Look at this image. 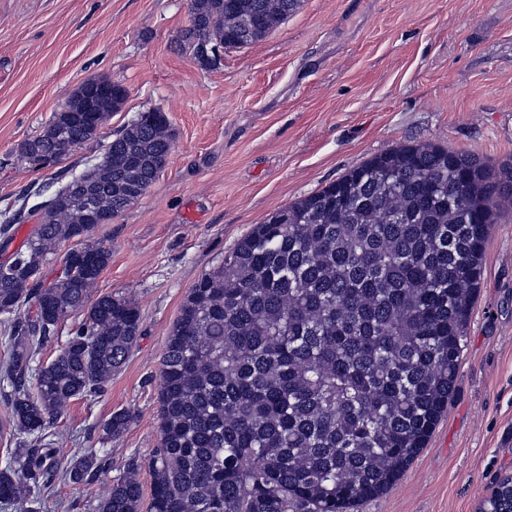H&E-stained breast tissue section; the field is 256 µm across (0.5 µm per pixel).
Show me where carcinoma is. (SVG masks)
Instances as JSON below:
<instances>
[{"mask_svg": "<svg viewBox=\"0 0 512 512\" xmlns=\"http://www.w3.org/2000/svg\"><path fill=\"white\" fill-rule=\"evenodd\" d=\"M300 0H191L178 40L241 48L263 39ZM92 112L55 113L21 146L32 166L56 164L67 140H93L124 88ZM172 132L152 109L111 140L82 176L89 207L62 186L28 211L39 223L0 270V322L9 328L3 380L17 442L0 469V503L37 512L58 470L48 430L68 403L112 380L140 333L138 305L92 293L112 252L93 240L142 195L166 161ZM512 203V164L498 168L434 144L395 146L254 225L184 299L162 363L160 442L147 460L149 512H353L391 488L448 408L491 224ZM61 276L43 267L60 247ZM83 315L50 362L26 373L61 321ZM130 415L111 414L105 438ZM91 451L68 470L90 482ZM132 460L96 512H139ZM481 512H512V476Z\"/></svg>", "mask_w": 512, "mask_h": 512, "instance_id": "cac0c4a2", "label": "carcinoma"}]
</instances>
